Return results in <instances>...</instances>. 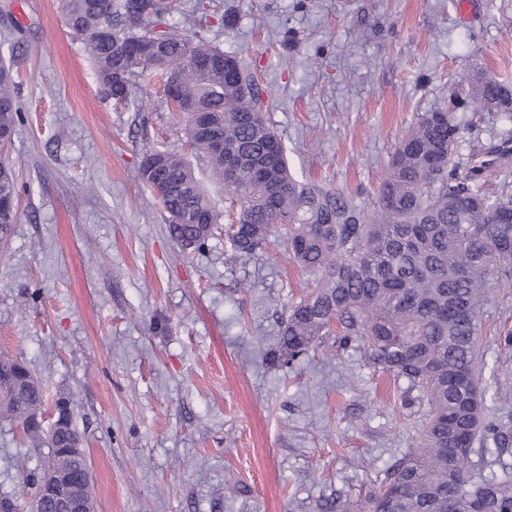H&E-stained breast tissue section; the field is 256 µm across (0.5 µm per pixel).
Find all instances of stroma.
I'll use <instances>...</instances> for the list:
<instances>
[{
    "instance_id": "35a3bbf8",
    "label": "stroma",
    "mask_w": 512,
    "mask_h": 512,
    "mask_svg": "<svg viewBox=\"0 0 512 512\" xmlns=\"http://www.w3.org/2000/svg\"><path fill=\"white\" fill-rule=\"evenodd\" d=\"M198 0L209 41L270 92L266 118L300 176L368 200L401 136L482 68L512 84V0ZM237 18L233 28L224 14ZM0 59L24 122L0 162L19 173V221L0 243V355L27 363L44 414L74 399L97 512H363L415 445L427 407L358 347L267 353L316 276L288 259V228L233 262L227 225L182 252L140 180L146 150L189 148L164 79L117 103L100 89L61 0H0ZM457 155L512 140L494 112L462 113ZM480 377L512 426V288L483 313ZM0 419V494L32 500L48 455Z\"/></svg>"
}]
</instances>
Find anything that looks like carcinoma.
I'll list each match as a JSON object with an SVG mask.
<instances>
[{
    "mask_svg": "<svg viewBox=\"0 0 512 512\" xmlns=\"http://www.w3.org/2000/svg\"><path fill=\"white\" fill-rule=\"evenodd\" d=\"M174 9L175 0H62L65 25L109 96L126 100L132 78L148 69L176 85L191 153L236 206L232 258L264 250L272 226L286 224L289 259L318 274L312 292L288 308L278 357L295 361L324 342L335 322L341 326L336 350L361 346L376 370L405 383L404 400L429 406L422 437L369 495L367 512H512V473L475 480L470 471L476 447L491 443L500 453L512 447V434L490 416L479 383L484 306L491 289L512 288V196H491L482 181L489 157L507 153L509 142L464 164L455 159L464 131L457 112L512 119V85L478 71L463 79L448 106L424 113L399 140L372 202L359 203L291 171L265 117L267 89L237 53L169 23ZM18 93L12 71L1 64L4 148L22 122ZM198 112L209 114L212 128H200ZM214 134L224 150L215 147ZM267 159L277 174L273 184L260 179ZM230 162L237 176L228 180ZM159 175L173 187L160 198L171 237L184 250H202L223 210L183 154L147 152L141 181L155 190ZM0 202V232L8 235L18 218V183L3 163ZM42 405V387L30 371L1 358L0 417L16 424L32 447L50 448L41 471L23 478L34 489L55 472L84 469V461L58 452L69 443L66 432L30 424Z\"/></svg>",
    "mask_w": 512,
    "mask_h": 512,
    "instance_id": "obj_1",
    "label": "carcinoma"
}]
</instances>
